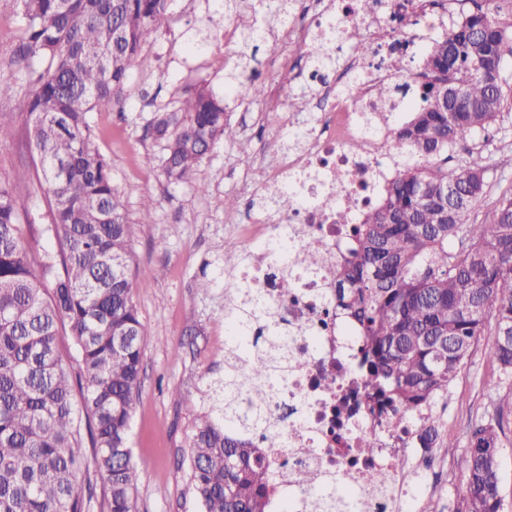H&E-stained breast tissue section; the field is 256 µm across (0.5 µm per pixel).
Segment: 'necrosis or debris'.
Listing matches in <instances>:
<instances>
[{
    "instance_id": "necrosis-or-debris-1",
    "label": "necrosis or debris",
    "mask_w": 512,
    "mask_h": 512,
    "mask_svg": "<svg viewBox=\"0 0 512 512\" xmlns=\"http://www.w3.org/2000/svg\"><path fill=\"white\" fill-rule=\"evenodd\" d=\"M445 0H375L371 12L352 9V0H299L288 31L306 56L335 53L337 40L362 38L370 57L346 61L329 73L308 69L307 80L318 86L322 108L300 125L293 142L276 155L277 170L263 194L294 191L299 204L285 219H257L255 258L240 276L265 299L284 328L288 374L271 401L270 425L282 434L285 447L265 449L276 494L269 512H280V496H288L294 512H306L307 488L336 479L341 493L360 497L359 512H401L413 482L430 484L435 465L419 439L418 421L383 410L364 387L363 354L353 343V325L341 321L334 308L338 271L350 257L354 242L346 225L337 223V192L352 196L358 207L375 202L393 180L390 135L368 130L365 116L380 111L371 97L373 85L386 82L395 95L388 106L394 114L416 106L415 73L399 70L398 58L416 54L421 34L444 23ZM406 12L421 18L420 34L399 30ZM358 77L360 94L350 97L342 84ZM287 238L288 263L272 261L269 241ZM318 251L323 259L314 274L302 273L300 254ZM294 288L279 286L283 278ZM371 439L375 451L362 453ZM374 496H365L369 486Z\"/></svg>"
}]
</instances>
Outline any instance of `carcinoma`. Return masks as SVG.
I'll return each instance as SVG.
<instances>
[{"label": "carcinoma", "mask_w": 512, "mask_h": 512, "mask_svg": "<svg viewBox=\"0 0 512 512\" xmlns=\"http://www.w3.org/2000/svg\"><path fill=\"white\" fill-rule=\"evenodd\" d=\"M22 37L14 49L23 84L0 80V99L27 98L36 166L50 197L59 256L34 261L21 231L24 201L0 181V512H89L94 469L101 512H135L140 474L129 446L134 393L149 334L133 290L157 279L133 269L131 225L112 185L109 162L95 148L91 112H119L142 46L157 30L169 0H14ZM425 48L420 104L393 125L401 158L382 197L353 227V259L336 283V308L358 328L367 385L405 417L424 408L423 441L451 453L434 407L484 342L498 379H512V195L492 217L471 219L492 170L485 143L505 120L502 86L512 33L481 0ZM264 0H224L247 10L248 36L264 37ZM236 99L254 101L263 87L251 77L228 84ZM163 143L162 171L171 183H193L198 166L222 138L239 132L224 118V100L204 86L178 98L152 123ZM465 156L448 165L457 146ZM54 281L51 294L44 283ZM237 329L220 349L224 380L217 408L195 418L189 480L202 512H266L272 493L261 449L283 438L266 428L265 408L283 374L276 358L252 353L247 324L279 330L257 293L228 283ZM68 327L73 365L59 350ZM82 399L75 405V395ZM504 407L474 429L457 464L465 491L454 512H500V433ZM310 512H329L326 492L308 494Z\"/></svg>", "instance_id": "obj_1"}]
</instances>
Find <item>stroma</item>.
Wrapping results in <instances>:
<instances>
[{"instance_id": "1", "label": "stroma", "mask_w": 512, "mask_h": 512, "mask_svg": "<svg viewBox=\"0 0 512 512\" xmlns=\"http://www.w3.org/2000/svg\"><path fill=\"white\" fill-rule=\"evenodd\" d=\"M265 24L273 42L245 40L240 19H229L222 0H171L166 19L144 44L147 67L133 70L125 85L120 112H94L90 120L98 151L109 161L112 184L132 224L131 264L161 269L160 278L133 292V303L150 339L143 352V375L134 394L130 446L140 473L136 512H200L188 479V437L196 413L213 409L215 390L224 377V361L216 349L225 342L224 252L242 250L251 217L245 207L271 177L273 148L289 143V132L309 120L310 111L289 106V97L312 99L317 89L299 74L300 51L283 35L281 0H267ZM235 27L234 41L217 50L208 36L225 24ZM21 35L13 0H0V80L20 81L21 67L12 51ZM263 75L265 94L240 101L225 94L230 75ZM205 85L223 97L228 121L239 131L233 142H217L201 163L197 185L173 184L161 167L163 145L147 133L156 113L186 88ZM10 119V132L0 138V179L28 164L31 146L28 115L22 96L0 100ZM488 150L502 181L482 200L474 215L488 217L497 196L512 192V116L489 143ZM27 214L23 240L36 258L57 254L49 230L52 213L38 178L19 188ZM153 202L152 221H138L144 197ZM236 201L224 205L225 198ZM493 369L482 347H475L440 412L444 432L464 453L475 426L494 404L510 409L503 421L499 497L502 512H512V382L500 385L488 400L484 380ZM439 463L438 486L406 500L404 512H451L462 494L465 478L452 456L434 449Z\"/></svg>"}]
</instances>
